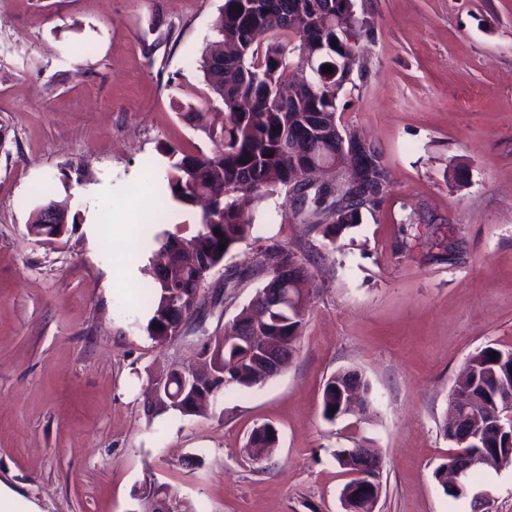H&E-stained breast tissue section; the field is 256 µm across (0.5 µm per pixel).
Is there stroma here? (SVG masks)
<instances>
[{"mask_svg":"<svg viewBox=\"0 0 512 512\" xmlns=\"http://www.w3.org/2000/svg\"><path fill=\"white\" fill-rule=\"evenodd\" d=\"M354 3L374 34L337 119L381 151L387 194L332 245L287 191L254 212L207 285L252 273L197 333L223 335L274 242L309 261L306 324L288 368L225 394L219 417L149 413V376L198 349L151 340L142 293L154 235L198 218L163 147L210 151L188 108L224 118L200 69L224 0H0V483L41 512H136L149 482L192 512H342L332 453L359 443L383 461L377 512H471L433 471L467 359L512 350V0ZM52 199L66 233L30 235ZM349 368L375 414L327 421L323 385ZM265 424L278 443L255 462Z\"/></svg>","mask_w":512,"mask_h":512,"instance_id":"1","label":"stroma"}]
</instances>
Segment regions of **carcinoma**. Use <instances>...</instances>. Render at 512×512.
Masks as SVG:
<instances>
[{
    "mask_svg": "<svg viewBox=\"0 0 512 512\" xmlns=\"http://www.w3.org/2000/svg\"><path fill=\"white\" fill-rule=\"evenodd\" d=\"M336 0H224L214 23L216 40L202 54L201 70L210 94L224 106L221 126L198 123L200 112L184 117L197 122L213 148L208 153L188 152L180 146L165 145L164 153L172 162L164 179L172 197L182 206H194L200 196L208 197L196 230L189 238L163 231L154 237L156 256L164 264L152 262L153 278L146 286L145 305L150 318L148 336L163 344L172 336L174 313L179 309L206 303L204 284L224 259L240 243L250 238L254 225L246 219L235 192L245 187L251 201L259 205L266 197L296 181L297 157L313 153L323 159L336 145L318 143L305 124L310 112L336 127V101L347 81L346 76L327 73L336 57L353 52L340 42L336 32ZM338 44H333V41ZM315 55V67L306 78L298 77L303 50ZM247 107H242L241 103ZM294 153H288V140ZM358 178L382 197L388 188L382 154L369 145ZM313 206L299 210L304 219L315 222L324 239L336 243L342 231L360 223V212L346 203L338 187L314 186ZM224 250H219V245ZM259 271L270 274L273 262L284 266L302 261L297 252L273 243L264 248ZM269 285L264 281L248 305L224 326V335L201 339V351L213 372L211 387L220 397L228 389H251L264 383L261 358L263 339L272 338L286 345L288 352L298 350L305 320V309L290 304L274 308L258 325L260 340L249 342L229 337L233 325L252 322V311ZM496 358H491L492 354ZM470 372L464 383H473L495 395L507 378L504 369L512 364V350L504 352L487 345L468 359ZM350 372L331 374L322 393V414L333 422L344 416H365L367 410L352 409L342 401L338 387L345 386ZM170 389L162 395L157 409L185 414L178 400L182 381L179 369L163 374ZM169 495L164 485L151 483L137 494L139 507L147 512L159 495Z\"/></svg>",
    "mask_w": 512,
    "mask_h": 512,
    "instance_id": "cac0c4a2",
    "label": "carcinoma"
}]
</instances>
